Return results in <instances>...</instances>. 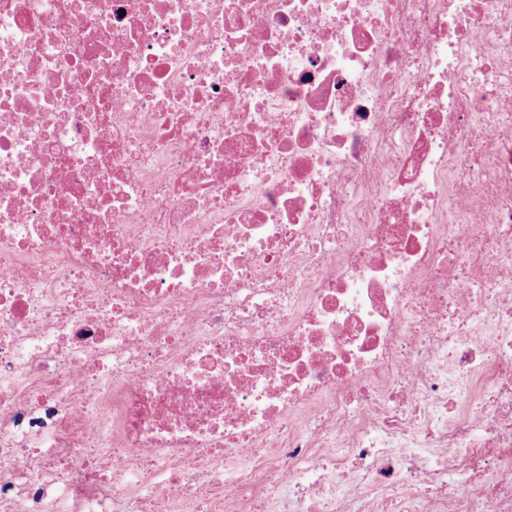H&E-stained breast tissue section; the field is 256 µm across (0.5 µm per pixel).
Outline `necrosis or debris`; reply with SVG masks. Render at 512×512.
<instances>
[{
  "mask_svg": "<svg viewBox=\"0 0 512 512\" xmlns=\"http://www.w3.org/2000/svg\"><path fill=\"white\" fill-rule=\"evenodd\" d=\"M0 512H512V0H0Z\"/></svg>",
  "mask_w": 512,
  "mask_h": 512,
  "instance_id": "obj_1",
  "label": "necrosis or debris"
}]
</instances>
